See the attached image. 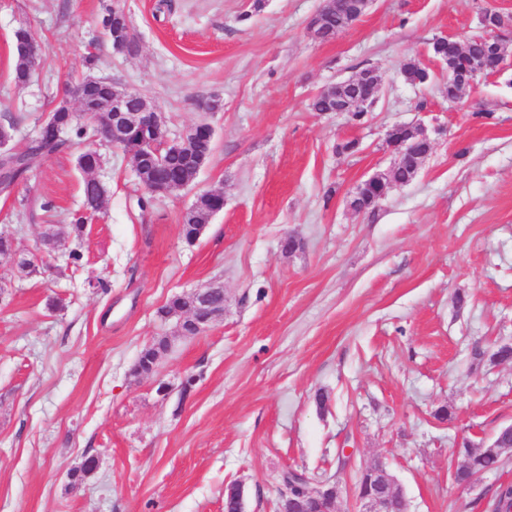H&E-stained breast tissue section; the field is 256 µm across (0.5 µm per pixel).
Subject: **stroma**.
<instances>
[{
    "label": "stroma",
    "mask_w": 512,
    "mask_h": 512,
    "mask_svg": "<svg viewBox=\"0 0 512 512\" xmlns=\"http://www.w3.org/2000/svg\"><path fill=\"white\" fill-rule=\"evenodd\" d=\"M254 2L0 0L13 150L89 71L145 97L168 138L215 128L194 185L144 211L126 154L100 146L107 204L52 248L46 225L84 209L77 150L32 156L0 193V235L42 259L28 275L0 268V512H224L231 483L245 512H276L291 469L338 482L340 512H358L357 471L373 461L408 512H485L512 482V452L469 489L452 480L463 443L512 424V361L491 359L512 346V68L453 102L429 52L480 32L484 9L512 17V0H373L327 41L308 28L323 0ZM109 7L128 14L138 56L104 41ZM21 27L46 60L19 86ZM410 60L430 84L404 82ZM366 67L384 82L362 120L309 109ZM215 97L221 111L206 112ZM419 123L433 147L417 176L353 211L356 186L394 161L388 131ZM208 190L224 208L186 242L182 216ZM213 285L224 315L202 334L161 318L174 295ZM161 336L157 370L133 375ZM90 456L98 468L73 484Z\"/></svg>",
    "instance_id": "1"
}]
</instances>
